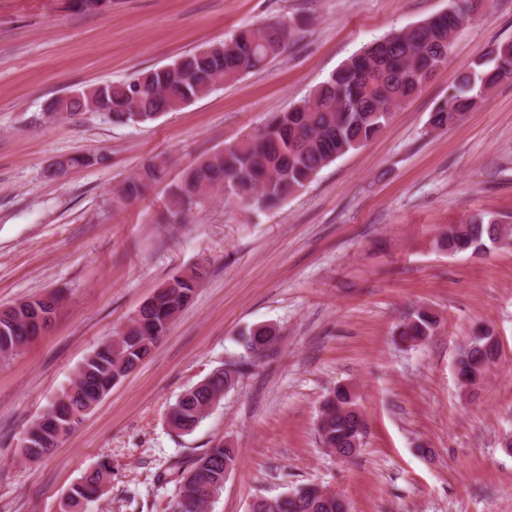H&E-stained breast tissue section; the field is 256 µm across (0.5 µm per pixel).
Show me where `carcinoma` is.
I'll list each match as a JSON object with an SVG mask.
<instances>
[{
    "label": "carcinoma",
    "instance_id": "cac0c4a2",
    "mask_svg": "<svg viewBox=\"0 0 512 512\" xmlns=\"http://www.w3.org/2000/svg\"><path fill=\"white\" fill-rule=\"evenodd\" d=\"M478 2L453 0L448 10L370 43L298 104L272 114L255 133L202 159L170 186L164 204L166 219L186 222L214 189L239 205L273 209L306 187L330 163L375 138L387 126L394 108L421 92L424 83L447 64L455 40L475 14ZM289 36L288 27L281 23L244 27L231 40L183 55L169 68L138 71L123 81L97 86L91 95L74 90L65 99L53 100L49 111L55 113L62 106L70 116L101 112L116 124L144 125L208 96L226 81L265 66L280 53ZM505 79H512V42L495 45L460 74L448 96L430 112L429 127L441 131L456 125ZM105 160L103 155L68 156L61 167L49 170V175L60 177L73 167ZM163 172L159 161L144 164L116 191V200L138 199L161 180ZM508 234L495 218L475 216L464 224L448 226L436 247L450 254L485 252ZM204 273L200 265L175 270L116 338L84 359L72 387L52 401L27 431V459L46 455L45 445L58 443L61 426L78 424L85 412L110 392L114 377L122 380L143 363L149 353L145 342L167 332ZM61 301L58 293L48 292L20 308L0 310V357L18 353L45 332ZM435 325L432 313L418 310L399 326V338L406 343L423 341L432 335ZM243 339L247 356L230 368L215 370L171 406L168 423L174 430L192 433L205 418L210 401L234 389L241 372L271 350L277 333L271 326L260 325L244 333ZM499 354L493 332L485 329L472 336L456 364L461 388L482 382ZM362 431L363 418L353 394L344 387L334 389L318 420L322 443L349 457L360 446ZM236 463L234 449L222 445L198 457L180 478L168 506L170 512H205V494L219 495ZM111 477L106 463L86 474L67 493L63 512H82ZM254 512H347V504L341 496L326 494L312 484L271 504L262 499Z\"/></svg>",
    "mask_w": 512,
    "mask_h": 512
}]
</instances>
